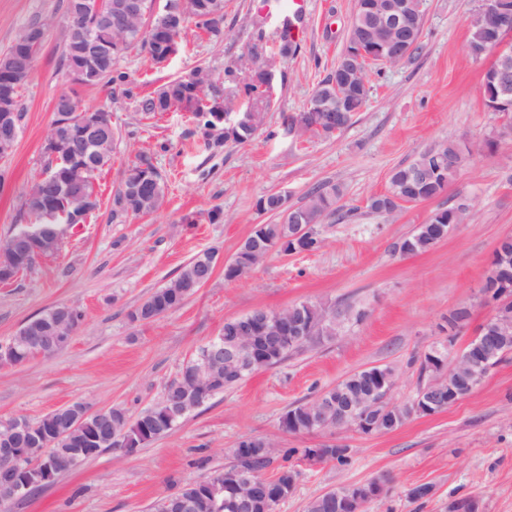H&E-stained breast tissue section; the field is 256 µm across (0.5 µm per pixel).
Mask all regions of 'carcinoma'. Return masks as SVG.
Wrapping results in <instances>:
<instances>
[{"instance_id":"obj_1","label":"carcinoma","mask_w":512,"mask_h":512,"mask_svg":"<svg viewBox=\"0 0 512 512\" xmlns=\"http://www.w3.org/2000/svg\"><path fill=\"white\" fill-rule=\"evenodd\" d=\"M99 0H67L66 4V38L60 64L69 71L81 66L80 49L86 39L91 38L100 45L112 46V61L98 64L97 70L86 82L88 86L102 83L123 90L127 96L132 95L129 75L119 67L120 57L130 48L139 46L146 52L148 61L154 66H161L166 56L165 38L169 34L182 35L189 24L206 32L212 39L224 35V0H166L160 13H153L152 0H136L137 10L132 12L127 4L131 0H105L104 8L98 9ZM50 23L41 16L32 17L19 31L15 43L0 55V88L3 83L11 81V66L16 42L27 38L28 31L34 27L49 29ZM370 27L369 19L362 17V9H357L354 23L349 31L348 40L353 42L361 39ZM486 41V31L479 25V20L470 21L468 48L475 51L483 49ZM250 65L256 70L250 72V81L246 84V94L252 99V104L241 113V124L235 133V140L244 141L261 127L266 119V110L270 106L269 91L271 84L267 83L263 72L257 67L266 65L264 48L254 45L250 53ZM368 100V89L338 98L336 84L332 76H327L319 84L311 97L308 108L319 105L336 110V102H341L343 108L349 110L344 125H349L355 113L362 110ZM181 108L190 112L203 122L210 130L218 131L213 145L221 146L227 137L221 132L224 115V101L220 91L213 87L208 75L202 71L195 72L191 77L177 78L168 82L156 94L144 96L137 100V111L145 115L159 112H169ZM56 134L64 145L76 147L78 155L62 163H54V158L46 157V170L53 171L55 179H39L33 183L21 201L19 218L28 224L44 223V211L51 208L57 212V222L60 224L74 223V217L85 224L100 208V199L95 190L97 174L112 164V156L119 141L118 133L97 136L89 139L85 128L77 122L66 123L60 117H55ZM448 156V164L437 166L429 151L420 153L408 165L398 168L390 179L389 190L384 194L372 195L368 198L367 207L375 212L393 213L400 208L399 201L418 198L426 201L439 195L447 186L453 175L460 168L464 157L453 143L441 150ZM133 167H144L145 181L132 187L120 180L112 197V221L122 223L129 217L150 214L159 210L166 198L167 182L153 163V157L147 152L140 153L132 163ZM74 181L79 182L82 195L72 197L63 191V187ZM341 197V190L334 184L325 183L314 188L306 197V202L299 206L293 215L294 223L285 224L276 221L272 224H258L253 232L240 246L237 255L247 256L249 251L259 249L263 255L254 259L259 264L272 253L300 254L320 251L325 239L318 230V225L324 219L336 212V202ZM307 226L304 239L298 245H293L290 237L294 234L293 224ZM449 226L445 219L430 217L418 225L412 233L400 242V247H410V253L427 251L434 244L448 237ZM61 249V244L40 246V251L33 249L24 252L19 258L20 271L30 269L37 259L50 257ZM219 252L207 250L194 256L169 283L155 289L142 303L128 313L130 322L138 323L143 320L153 321L172 311L177 310L185 300L196 292L188 289V285L196 281H209L218 261ZM495 264L490 267L485 278L483 292L491 295L497 302L494 320L500 323V331L495 342L483 347L472 342L467 350L477 360H482L491 366H496L506 356L512 354V285L506 288L497 287L494 275ZM69 313V332H74L84 319L83 313L76 307L60 304L49 308L30 319L27 325H40L51 320L59 310ZM299 321L315 332L313 345L317 346L330 341L336 336V325L325 320L331 311V306L321 302H301L296 304ZM242 317L224 321V330L220 336L224 349H229L238 340V323ZM14 348L12 357L3 360L5 364L18 365L36 355L27 346L22 337L15 335L9 341ZM210 344L198 348L196 353L186 361L180 371L179 378L172 381L165 390L163 399L139 416L131 417L127 410L119 405L110 408L112 419V436H107L102 430L101 422L94 416L83 421L77 437L66 434V426L61 421L57 408L39 419L29 421L31 431L42 437L44 442L59 455H64L68 449L79 446L88 449L89 458H94L110 448H137L151 443L164 436L178 425L181 418L170 419L169 412L182 389L180 380L189 378L195 369L208 358ZM300 352L292 340L285 338L275 349L259 351L248 360L239 371L234 373L231 366L222 362L212 368L194 386L196 400L193 410H198L214 397L224 393L252 374L277 366L286 361L291 355ZM448 354V347L442 343L431 346L420 358L419 378L434 376L436 369L431 365L432 358ZM370 370L355 371L325 394V400H333L331 408L345 401L347 395L364 390ZM309 402L300 401L291 405L280 418V425L288 433L300 434L308 420L307 406ZM419 415L411 402L394 405L391 410L380 406L375 419L382 424H390L399 428L413 416ZM306 449L298 448H267L264 440L259 437L240 440L231 449L234 463L223 469L216 470L210 477H221L224 481V492L221 497L231 498L235 493L234 484L239 472H254L257 477H264V471L272 464L273 455H281L282 464L270 483L254 484L248 489L247 496L255 501L251 512H266L267 500L277 493L290 494L295 486L296 470L289 464L297 454H305ZM323 462L331 463L338 469H345L352 464L351 449L346 445H327L322 448ZM305 512H336V499L330 493L324 492L308 501Z\"/></svg>"}]
</instances>
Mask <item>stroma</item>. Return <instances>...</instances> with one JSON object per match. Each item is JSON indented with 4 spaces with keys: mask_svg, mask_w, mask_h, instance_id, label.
Here are the masks:
<instances>
[{
    "mask_svg": "<svg viewBox=\"0 0 512 512\" xmlns=\"http://www.w3.org/2000/svg\"><path fill=\"white\" fill-rule=\"evenodd\" d=\"M64 3L0 0V53L30 18L52 20L21 92L25 118L16 146L0 158V170L8 173L0 191V238L17 224L23 195L44 172L43 144L61 93H70L80 108L110 111L121 143L96 180L101 204L95 218L70 227L56 257L0 283V343L55 305H76L85 313L56 355L0 364V421L37 419L76 401L95 409L120 405L138 415L163 398L183 363L220 335L225 320L258 308L349 301L363 305L367 316L348 324L335 342L225 390L135 455L105 451L0 512H151L183 483L230 465V450L243 437H264L283 448L325 445L330 438L324 435L284 432L280 417L356 370L393 365V399H411L419 383L417 359L440 338L451 309L474 308L456 347L474 338L489 313L476 298L494 248L512 234V139L498 137L505 118L488 111L482 97L494 57L476 59L467 48L478 0H425L420 54L371 75L365 107L330 138L298 136L290 119L335 67L356 0H308L306 14L290 25L282 15L258 12L252 0H226L222 40L187 32L178 54L160 67L144 52L124 55L119 66L133 81L129 97L74 84L59 68ZM259 31L274 73L271 109L246 142L214 148L191 113L174 109L147 117L137 111V98L200 68L212 74L227 111L244 110L249 50ZM286 42L292 45L287 55L280 51ZM446 141L459 145L465 161L438 197L405 204L390 216L368 209V198L386 192L396 168ZM142 151L153 153L167 180L165 203L156 213L113 223V192ZM322 182L343 189L335 214L320 226L324 248L274 253L248 276L226 279L223 261L256 225L275 220L258 211L257 201L279 193L298 206ZM459 202L469 205L470 218L444 241L423 253L395 252L433 211ZM210 248L218 249L222 263L206 285L176 311L140 325L129 322L131 309ZM332 439L351 448L352 465L300 468L293 493L277 512H304L311 498L337 484L375 477L386 481V492L367 512H448L458 498L472 499L477 512H512V354L447 410L412 417L391 432L348 429ZM423 483L433 485L432 496L409 502L408 490Z\"/></svg>",
    "mask_w": 512,
    "mask_h": 512,
    "instance_id": "1",
    "label": "stroma"
}]
</instances>
